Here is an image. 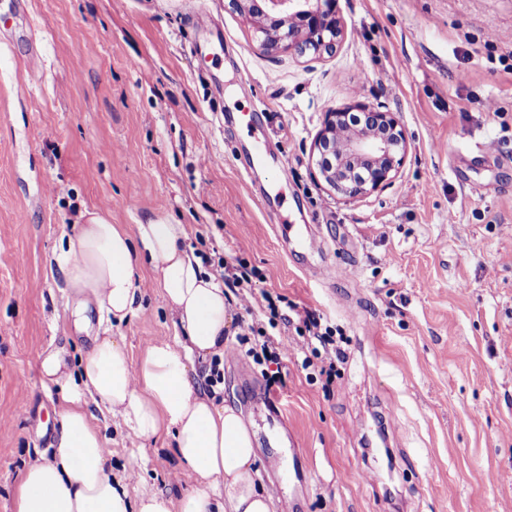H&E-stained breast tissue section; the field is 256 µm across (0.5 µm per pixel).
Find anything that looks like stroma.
Wrapping results in <instances>:
<instances>
[{
	"label": "stroma",
	"instance_id": "stroma-1",
	"mask_svg": "<svg viewBox=\"0 0 512 512\" xmlns=\"http://www.w3.org/2000/svg\"><path fill=\"white\" fill-rule=\"evenodd\" d=\"M338 7L337 52L300 57L260 49L229 0H0V512L52 457L45 432L95 338L123 337L136 362L175 336L147 267L136 316L75 320L56 256L85 212L130 230L171 216L211 274L244 259L254 295L335 325L346 357L330 381L308 379L305 337L282 328L269 433L255 337L231 304L238 354L217 399L251 424L276 512H512V0ZM358 101L398 113L409 148L392 184L347 202L312 156L326 112ZM231 111L258 115L285 173L244 171L252 138ZM282 219L317 231L287 247ZM323 261L335 280L313 279ZM87 410L130 497L181 496L171 439Z\"/></svg>",
	"mask_w": 512,
	"mask_h": 512
}]
</instances>
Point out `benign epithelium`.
Wrapping results in <instances>:
<instances>
[{"mask_svg": "<svg viewBox=\"0 0 512 512\" xmlns=\"http://www.w3.org/2000/svg\"><path fill=\"white\" fill-rule=\"evenodd\" d=\"M248 13L266 50L333 54L343 38L338 0H230ZM408 141L398 113L357 102L326 113L314 147L315 166L344 199H355L393 181Z\"/></svg>", "mask_w": 512, "mask_h": 512, "instance_id": "benign-epithelium-1", "label": "benign epithelium"}]
</instances>
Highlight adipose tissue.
I'll use <instances>...</instances> for the list:
<instances>
[{
  "mask_svg": "<svg viewBox=\"0 0 512 512\" xmlns=\"http://www.w3.org/2000/svg\"><path fill=\"white\" fill-rule=\"evenodd\" d=\"M57 262L80 310L96 307L118 323L140 310L137 281L150 266L179 337L148 346L135 365L123 338L96 339L80 362L79 385L62 394L54 454L26 469L14 512H275L253 433L236 408L200 384L195 361L223 352L230 317L224 289L188 245L185 226L164 217L130 231L91 212ZM89 401L121 415L140 439L172 438L192 481L179 500L154 492L130 499L112 477Z\"/></svg>",
  "mask_w": 512,
  "mask_h": 512,
  "instance_id": "adipose-tissue-1",
  "label": "adipose tissue"
}]
</instances>
